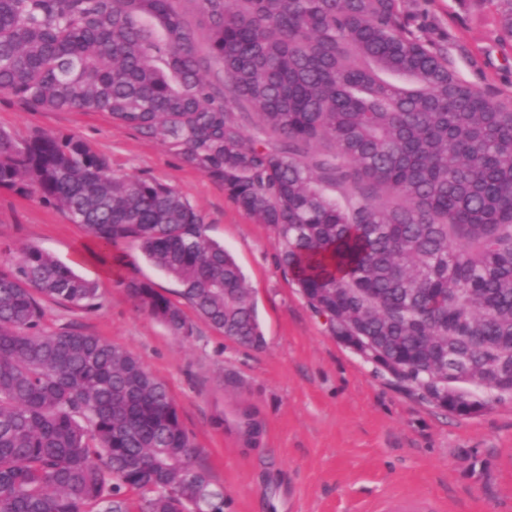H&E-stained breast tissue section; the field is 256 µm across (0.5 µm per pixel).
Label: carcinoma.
Here are the masks:
<instances>
[{
	"mask_svg": "<svg viewBox=\"0 0 512 512\" xmlns=\"http://www.w3.org/2000/svg\"><path fill=\"white\" fill-rule=\"evenodd\" d=\"M403 2L196 0L202 57L178 0H0V93L107 112L224 181L331 335L351 313L382 337L399 386L427 398L432 341L454 336L499 366L480 389L512 397V94L461 80L448 38ZM488 2L511 43L512 0ZM28 184L99 262L136 245L212 328L264 345L243 270L181 192L112 174L76 135L0 131V188ZM119 284L193 335L152 282ZM99 299L38 247L0 269V512H224L165 384L80 326L44 327L45 303Z\"/></svg>",
	"mask_w": 512,
	"mask_h": 512,
	"instance_id": "cac0c4a2",
	"label": "carcinoma"
}]
</instances>
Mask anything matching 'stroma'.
Listing matches in <instances>:
<instances>
[{
  "mask_svg": "<svg viewBox=\"0 0 512 512\" xmlns=\"http://www.w3.org/2000/svg\"><path fill=\"white\" fill-rule=\"evenodd\" d=\"M429 9L477 58L474 67L459 59L463 79L512 91V47L499 40L489 0H429ZM0 130L17 140L40 131L74 134L106 157L114 174L176 188L245 273L263 348L225 339L199 318L193 336L175 338L117 282L137 277L164 295L178 291L136 246H118L123 264L104 276L81 225L38 196L0 189V268L36 246L96 280V311L48 305L47 328L83 326L131 351L166 385L224 491V512H376L393 493L422 497L440 512H512V399L457 416L409 394L337 341L284 273L273 231L240 209L223 181L104 112L49 111L4 93ZM244 406L260 426L249 443L235 428L213 423Z\"/></svg>",
  "mask_w": 512,
  "mask_h": 512,
  "instance_id": "obj_1",
  "label": "stroma"
}]
</instances>
